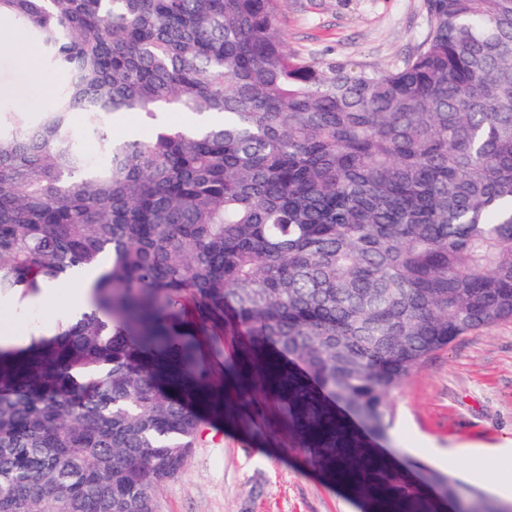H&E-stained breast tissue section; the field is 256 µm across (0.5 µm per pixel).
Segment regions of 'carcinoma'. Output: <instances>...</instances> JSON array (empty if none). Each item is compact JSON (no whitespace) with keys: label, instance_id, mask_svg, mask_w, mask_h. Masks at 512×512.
Wrapping results in <instances>:
<instances>
[{"label":"carcinoma","instance_id":"cac0c4a2","mask_svg":"<svg viewBox=\"0 0 512 512\" xmlns=\"http://www.w3.org/2000/svg\"><path fill=\"white\" fill-rule=\"evenodd\" d=\"M281 6L0 0L56 80L0 107V298L95 275L0 345V512H158L239 365L372 512H498L367 437L428 356L512 321V0H425L386 71L288 52Z\"/></svg>","mask_w":512,"mask_h":512}]
</instances>
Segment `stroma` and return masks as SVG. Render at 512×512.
<instances>
[{
	"mask_svg": "<svg viewBox=\"0 0 512 512\" xmlns=\"http://www.w3.org/2000/svg\"><path fill=\"white\" fill-rule=\"evenodd\" d=\"M280 34L292 53L326 63L384 70L400 64L427 31L424 0H283ZM30 44L18 28L0 38V102L34 112L51 85L32 80L20 58ZM77 284L68 280L18 307L0 300V320L22 336L50 332L66 316ZM393 425L382 443L398 467H438L458 448L448 473L464 492L479 490L501 512L493 492L505 473L463 452L467 443H512V322L459 337L412 371L391 393ZM159 512H367L359 499L326 478L290 447L280 426L238 413L212 421L183 470L158 493Z\"/></svg>",
	"mask_w": 512,
	"mask_h": 512,
	"instance_id": "1",
	"label": "stroma"
}]
</instances>
